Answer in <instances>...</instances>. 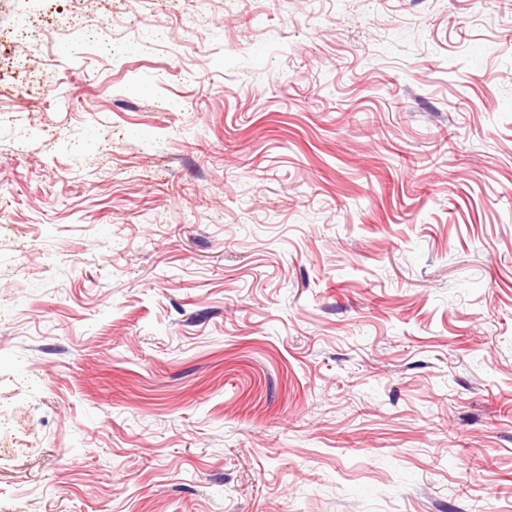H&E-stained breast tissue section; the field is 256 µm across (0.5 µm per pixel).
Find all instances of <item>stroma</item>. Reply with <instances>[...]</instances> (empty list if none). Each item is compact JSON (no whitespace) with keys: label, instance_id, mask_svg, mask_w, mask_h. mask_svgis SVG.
Returning <instances> with one entry per match:
<instances>
[{"label":"stroma","instance_id":"stroma-1","mask_svg":"<svg viewBox=\"0 0 512 512\" xmlns=\"http://www.w3.org/2000/svg\"><path fill=\"white\" fill-rule=\"evenodd\" d=\"M22 54L0 512H512V0H8Z\"/></svg>","mask_w":512,"mask_h":512}]
</instances>
